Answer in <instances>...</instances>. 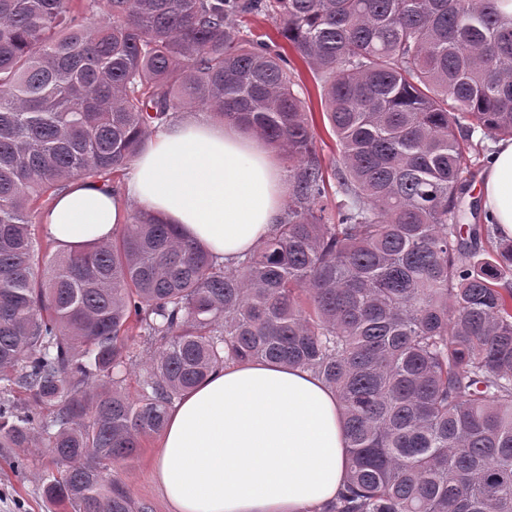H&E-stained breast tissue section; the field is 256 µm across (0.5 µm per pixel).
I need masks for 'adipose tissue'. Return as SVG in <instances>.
Returning a JSON list of instances; mask_svg holds the SVG:
<instances>
[{
	"label": "adipose tissue",
	"instance_id": "ef3b65f1",
	"mask_svg": "<svg viewBox=\"0 0 512 512\" xmlns=\"http://www.w3.org/2000/svg\"><path fill=\"white\" fill-rule=\"evenodd\" d=\"M284 198L259 137L200 115L156 135L123 194L78 178L41 221L70 251L111 240L136 205L227 262L274 232ZM480 199L499 235L512 238V139L497 144ZM347 457L334 390L312 371L249 360L213 373L170 409L155 478L170 512H314L342 490Z\"/></svg>",
	"mask_w": 512,
	"mask_h": 512
}]
</instances>
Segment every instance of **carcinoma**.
I'll return each mask as SVG.
<instances>
[{"label":"carcinoma","mask_w":512,"mask_h":512,"mask_svg":"<svg viewBox=\"0 0 512 512\" xmlns=\"http://www.w3.org/2000/svg\"><path fill=\"white\" fill-rule=\"evenodd\" d=\"M512 0H0V447L51 449L62 512H148L112 461L247 359L333 388L349 440L321 512H512V240L463 227L475 129L512 138ZM263 15L294 62L229 25ZM200 108L294 168L287 216L232 267L136 209L49 260L39 202L112 183L148 131ZM335 190H330V186ZM336 222H331V215ZM160 342L118 389L130 322ZM290 57L294 60L297 68L300 71V78L302 82L309 88L312 101L309 102L311 112H314V126H315V149L318 157L320 158L323 167L330 170V167L336 159V140L335 136L330 132L328 124L327 130L322 121V110L319 102V95L317 89L314 87L312 76L308 69L296 58V56L289 51Z\"/></svg>","instance_id":"cac0c4a2"}]
</instances>
